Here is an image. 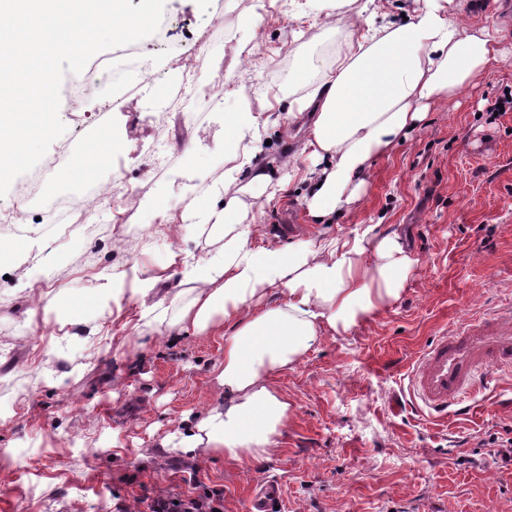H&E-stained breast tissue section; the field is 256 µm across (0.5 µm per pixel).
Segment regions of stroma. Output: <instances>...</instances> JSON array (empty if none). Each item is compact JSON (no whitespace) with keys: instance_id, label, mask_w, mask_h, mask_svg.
<instances>
[{"instance_id":"35a3bbf8","label":"stroma","mask_w":512,"mask_h":512,"mask_svg":"<svg viewBox=\"0 0 512 512\" xmlns=\"http://www.w3.org/2000/svg\"><path fill=\"white\" fill-rule=\"evenodd\" d=\"M256 0H165L178 26L198 85L211 67L234 75L220 107L198 100L173 110L166 123L149 96L129 98L110 112L115 136L126 141L122 178L132 192L115 209L89 211L88 235L54 240L49 224L13 245L27 254L31 240L50 253L58 284L42 287L30 265L0 264V403L14 415L0 422V512H113L123 502L139 512L142 491L181 480L224 488V512H249L253 484H282L281 512H512V464L490 448V436L512 429V374L500 373L479 394L473 411L440 424L402 405L406 375L434 337L467 316L512 306V112L492 114L512 91V25L508 53L492 72L458 95L430 106L392 155L378 157L360 201L331 225L313 223L299 183L275 201L250 197L251 223L265 241L285 245L363 224L399 225L419 263L402 299L349 332L321 337L295 366L273 377L292 414L269 461L247 465L201 459L161 442L204 418L223 396L212 370L224 341L134 328L141 300L124 290L109 308L97 307L103 273L155 277L158 296L179 291L176 254L216 255L182 215L204 204L224 179L235 153L218 112L236 111L240 95L257 111L279 117L256 162L283 173L299 152L301 131L285 114L296 98L295 71L306 65L317 82L346 34L336 13L320 14V40H295L296 21L268 8L256 31L260 52L244 58L242 22ZM166 139L172 180L152 179V161L139 145ZM154 203L160 229L121 224L119 213ZM71 318L68 327L58 320ZM64 375L62 385L48 383Z\"/></svg>"}]
</instances>
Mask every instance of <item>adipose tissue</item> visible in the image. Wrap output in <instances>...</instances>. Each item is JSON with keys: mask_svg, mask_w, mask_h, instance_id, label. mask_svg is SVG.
<instances>
[{"mask_svg": "<svg viewBox=\"0 0 512 512\" xmlns=\"http://www.w3.org/2000/svg\"><path fill=\"white\" fill-rule=\"evenodd\" d=\"M403 22L375 15L347 20V37L322 80L294 99L289 119L313 113L301 151L274 177L258 168L262 127L249 100L225 113L239 153L224 181L248 173L245 190L275 200L300 180L310 217L331 224L353 203L372 162L390 154L430 103L448 99L497 65L503 50L491 26L471 28L449 12V0H416ZM184 221L221 245L210 259L182 256L188 303L170 311L152 301L157 280H139L135 327L149 334L169 326L224 340L215 379L224 400L187 429L180 447L201 456L224 454L247 464L268 461L288 421L290 404L273 376L298 363L317 340L349 331L397 303L418 264L397 232L369 224L350 235L284 246L257 244L239 198L193 206Z\"/></svg>", "mask_w": 512, "mask_h": 512, "instance_id": "obj_1", "label": "adipose tissue"}]
</instances>
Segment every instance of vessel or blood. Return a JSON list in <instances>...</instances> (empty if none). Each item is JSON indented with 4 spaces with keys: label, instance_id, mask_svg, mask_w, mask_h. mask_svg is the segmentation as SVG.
Masks as SVG:
<instances>
[{
    "label": "vessel or blood",
    "instance_id": "b4317fda",
    "mask_svg": "<svg viewBox=\"0 0 512 512\" xmlns=\"http://www.w3.org/2000/svg\"><path fill=\"white\" fill-rule=\"evenodd\" d=\"M512 373V307L492 318L462 322L436 337L408 373V389L419 408L445 419L468 415L473 400L500 372ZM280 493L272 483L256 485L251 512H276Z\"/></svg>",
    "mask_w": 512,
    "mask_h": 512
}]
</instances>
